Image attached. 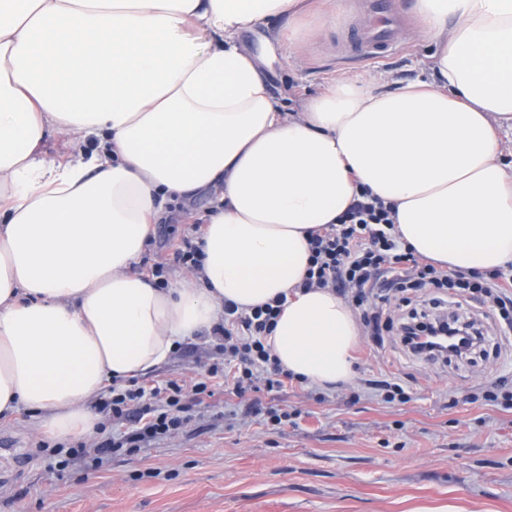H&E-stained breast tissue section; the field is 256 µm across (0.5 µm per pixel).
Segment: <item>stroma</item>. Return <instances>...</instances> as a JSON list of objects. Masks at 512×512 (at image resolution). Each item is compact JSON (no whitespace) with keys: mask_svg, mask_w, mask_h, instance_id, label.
Instances as JSON below:
<instances>
[{"mask_svg":"<svg viewBox=\"0 0 512 512\" xmlns=\"http://www.w3.org/2000/svg\"><path fill=\"white\" fill-rule=\"evenodd\" d=\"M336 17L312 24L285 46L270 76L276 98L296 112L333 77L366 78L391 90L396 80L427 77L429 50L418 21L402 30L387 60L336 63V47L355 28L354 0H336ZM489 343L472 360L425 361L396 337H361L356 376L324 391L287 382L278 398L299 410L294 424L267 431L259 422L229 428L222 412L245 413L250 396L223 384L189 433L113 457L92 469L58 458L31 431L32 414L0 420V443L19 460L0 480V512H512V409L485 401L492 386L512 390V327L475 301ZM399 379L410 399L384 403L372 383Z\"/></svg>","mask_w":512,"mask_h":512,"instance_id":"stroma-1","label":"stroma"}]
</instances>
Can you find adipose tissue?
<instances>
[{
	"instance_id": "adipose-tissue-1",
	"label": "adipose tissue",
	"mask_w": 512,
	"mask_h": 512,
	"mask_svg": "<svg viewBox=\"0 0 512 512\" xmlns=\"http://www.w3.org/2000/svg\"><path fill=\"white\" fill-rule=\"evenodd\" d=\"M432 78L379 91L339 76L290 113L270 91L309 0H0V416L93 432L110 378L286 294L268 338L283 368L333 387L359 326L299 288L308 233L359 188L397 206L413 251L452 271L512 262V0H416ZM253 33L259 46H243ZM70 148L51 156L48 138ZM212 196L196 280L136 271L165 202Z\"/></svg>"
}]
</instances>
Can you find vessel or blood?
I'll use <instances>...</instances> for the list:
<instances>
[{"mask_svg":"<svg viewBox=\"0 0 512 512\" xmlns=\"http://www.w3.org/2000/svg\"><path fill=\"white\" fill-rule=\"evenodd\" d=\"M362 16L361 29L342 48L348 59H378L398 50L404 15L395 0H364Z\"/></svg>","mask_w":512,"mask_h":512,"instance_id":"b4317fda","label":"vessel or blood"}]
</instances>
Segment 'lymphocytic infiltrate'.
Masks as SVG:
<instances>
[{
	"label": "lymphocytic infiltrate",
	"instance_id": "1",
	"mask_svg": "<svg viewBox=\"0 0 512 512\" xmlns=\"http://www.w3.org/2000/svg\"><path fill=\"white\" fill-rule=\"evenodd\" d=\"M396 206L360 189L337 223L312 231L310 257L302 290L327 288L336 292L360 314L368 336L381 341L396 332L402 345H409L404 334L407 323L418 322L420 314L412 306V296L428 292L427 302L439 307L442 299L469 295L479 301L493 302L500 317L512 325V277L493 273L485 279L460 271L449 272L425 262L405 247L395 232ZM202 227H188L172 253L154 263L149 273L156 287L168 285V270L177 266L191 273L202 267ZM386 288L400 294L408 312L395 320L376 290ZM285 296L239 310L237 304H224V315L206 336L208 356L202 377L170 380L151 387H123L113 382L107 397L101 398L97 410L119 433L108 434L89 446L79 444L73 453L77 462L102 465L119 452L134 453L160 443L184 431L195 420L193 409L212 397L214 380L231 383L236 394L280 391L289 378L267 342L285 304Z\"/></svg>",
	"mask_w": 512,
	"mask_h": 512
}]
</instances>
